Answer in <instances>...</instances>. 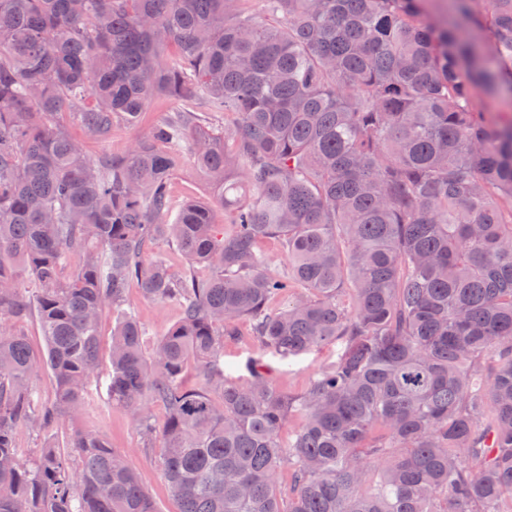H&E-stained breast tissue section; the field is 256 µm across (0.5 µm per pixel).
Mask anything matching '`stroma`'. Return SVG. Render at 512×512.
<instances>
[{"mask_svg":"<svg viewBox=\"0 0 512 512\" xmlns=\"http://www.w3.org/2000/svg\"><path fill=\"white\" fill-rule=\"evenodd\" d=\"M188 109L194 114L195 124L200 126L220 129L233 125L237 120L236 115L210 111L203 102L188 107L184 103L160 97L149 104L137 122L115 123L109 135L101 140L89 136L78 116L73 113H62L59 122L84 155L96 162L104 157H127L139 140L150 135L156 124ZM171 195L177 207L193 200L212 203L215 222L222 224L225 232H232L233 226L227 212L215 206L214 189L197 172L188 150L180 152L179 165L171 180ZM126 299L128 310L133 311L143 325L146 346H153L180 318L177 303L159 304L148 300L143 296L138 282L129 283ZM237 330L236 337L224 342L220 366L225 376L239 383L248 382L251 366L259 362L269 368L276 387L299 393L306 389L313 374L336 363L345 351L344 341L339 340L295 356L283 357L264 348L253 338L250 321H240ZM109 372V362H102L98 374L88 385L85 413L77 420L64 421L63 426L67 429L77 427L99 431L112 447L126 453L130 464L155 499L159 512H178V504L165 485L160 467L163 450L155 443L144 445L130 411L113 404L108 389Z\"/></svg>","mask_w":512,"mask_h":512,"instance_id":"stroma-1","label":"stroma"}]
</instances>
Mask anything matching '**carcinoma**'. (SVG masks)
Here are the masks:
<instances>
[{
	"label": "carcinoma",
	"mask_w": 512,
	"mask_h": 512,
	"mask_svg": "<svg viewBox=\"0 0 512 512\" xmlns=\"http://www.w3.org/2000/svg\"><path fill=\"white\" fill-rule=\"evenodd\" d=\"M250 2L0 0V512H157L100 433L74 430L33 460L16 441L83 414L107 309L121 314L112 402L161 437L179 512H504L512 0H449L447 16L430 0ZM158 95L239 119L212 134L184 115L109 163L54 122L76 112L102 139ZM482 95L511 108L487 112ZM184 143L232 233L199 201L168 223ZM268 238L282 276L258 250ZM161 239L182 275L152 259ZM132 280L182 309L149 351L124 310ZM31 314L39 356L12 325ZM243 319L283 356L346 351L298 395L258 367L239 384L219 363ZM191 361L199 389L181 382ZM41 372L52 405L35 399ZM259 249L268 260V270L275 275L285 274L288 270V261L283 251L282 245L278 239L269 238L261 241Z\"/></svg>",
	"instance_id": "carcinoma-1"
}]
</instances>
